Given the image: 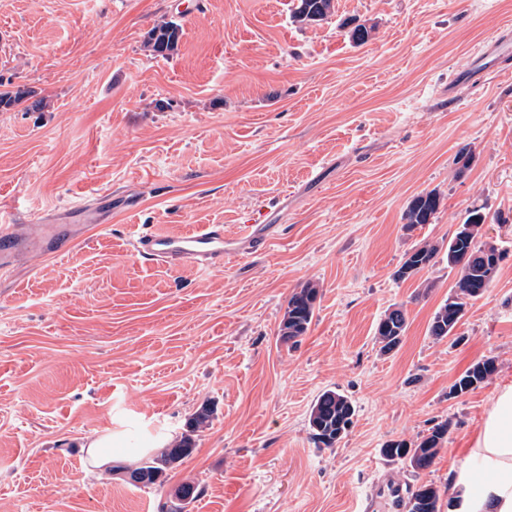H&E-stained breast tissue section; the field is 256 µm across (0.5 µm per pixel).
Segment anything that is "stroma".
<instances>
[{
  "instance_id": "1",
  "label": "stroma",
  "mask_w": 512,
  "mask_h": 512,
  "mask_svg": "<svg viewBox=\"0 0 512 512\" xmlns=\"http://www.w3.org/2000/svg\"><path fill=\"white\" fill-rule=\"evenodd\" d=\"M296 0H0V84L42 99L0 110V205L18 224H101L69 254L0 275V512H160L190 483L184 512H406L392 489L448 494L496 390L512 384V71L448 79L496 34L512 0H333L318 24ZM177 51L143 48L160 20ZM371 27L354 44L342 24ZM166 101L168 109L157 110ZM469 148L472 158L457 155ZM438 191L432 223L406 230L416 195ZM271 210L263 253L223 269L137 255L154 226L228 235ZM506 251L454 336L428 329L452 291L446 261L395 276L423 243L447 248L470 212ZM318 289L296 345L279 339L289 297ZM406 311L400 346L376 328ZM490 359L470 392L455 380ZM336 390L356 406L335 445L309 414ZM210 408L194 453L163 485L125 472ZM448 435L428 469L381 453ZM112 435L118 467L85 444ZM407 328L406 313L403 308H396L384 315L376 329V339L383 352H391L400 343ZM493 360L487 359L470 366L452 385L450 393L456 396L469 392L484 383L494 373Z\"/></svg>"
}]
</instances>
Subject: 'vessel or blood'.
Masks as SVG:
<instances>
[{
  "mask_svg": "<svg viewBox=\"0 0 512 512\" xmlns=\"http://www.w3.org/2000/svg\"><path fill=\"white\" fill-rule=\"evenodd\" d=\"M512 56V43L497 38L484 43L481 50L472 53L465 65L455 69L449 89L471 82L477 62H486L489 68ZM82 223L62 231L59 225L49 222L38 224L0 223V268H9L16 260L32 255L54 256L70 250L74 240L82 234L86 225L100 221L97 210L82 212ZM276 235L272 224H249L244 231L231 237L225 234L223 225L202 224L184 234L165 231H145L133 240L135 251L145 258L168 264H188L205 270L223 268L229 256L241 250L251 252L267 248Z\"/></svg>",
  "mask_w": 512,
  "mask_h": 512,
  "instance_id": "vessel-or-blood-1",
  "label": "vessel or blood"
}]
</instances>
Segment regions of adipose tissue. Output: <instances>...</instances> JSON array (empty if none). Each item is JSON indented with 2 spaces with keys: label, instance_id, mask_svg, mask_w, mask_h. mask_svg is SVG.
<instances>
[{
  "label": "adipose tissue",
  "instance_id": "1",
  "mask_svg": "<svg viewBox=\"0 0 512 512\" xmlns=\"http://www.w3.org/2000/svg\"><path fill=\"white\" fill-rule=\"evenodd\" d=\"M470 456L485 463L489 477L476 495L468 470L460 469L453 512H512V384L500 387L491 399Z\"/></svg>",
  "mask_w": 512,
  "mask_h": 512
}]
</instances>
